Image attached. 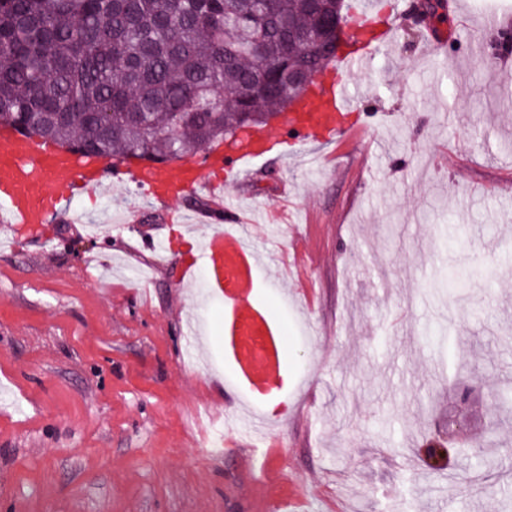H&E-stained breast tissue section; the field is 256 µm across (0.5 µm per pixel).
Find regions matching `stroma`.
I'll list each match as a JSON object with an SVG mask.
<instances>
[{
    "label": "stroma",
    "instance_id": "35a3bbf8",
    "mask_svg": "<svg viewBox=\"0 0 512 512\" xmlns=\"http://www.w3.org/2000/svg\"><path fill=\"white\" fill-rule=\"evenodd\" d=\"M395 38L357 110L368 134L278 150L225 179V200L305 228L246 240L263 260L250 303L284 331L286 417L238 381L225 298L205 267L147 246L142 193L106 184L44 241L0 228V512H259L258 495L318 493L312 512H512V418L485 449L427 472L455 365L484 391L512 383V77L498 31L512 0H458ZM253 403L215 453L208 422ZM494 493L477 489L478 475Z\"/></svg>",
    "mask_w": 512,
    "mask_h": 512
}]
</instances>
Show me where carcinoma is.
Instances as JSON below:
<instances>
[{"label":"carcinoma","mask_w":512,"mask_h":512,"mask_svg":"<svg viewBox=\"0 0 512 512\" xmlns=\"http://www.w3.org/2000/svg\"><path fill=\"white\" fill-rule=\"evenodd\" d=\"M343 10L336 0H0V126L85 155L193 154L286 111L288 69L311 77L336 55L288 41V27L318 37Z\"/></svg>","instance_id":"cac0c4a2"}]
</instances>
